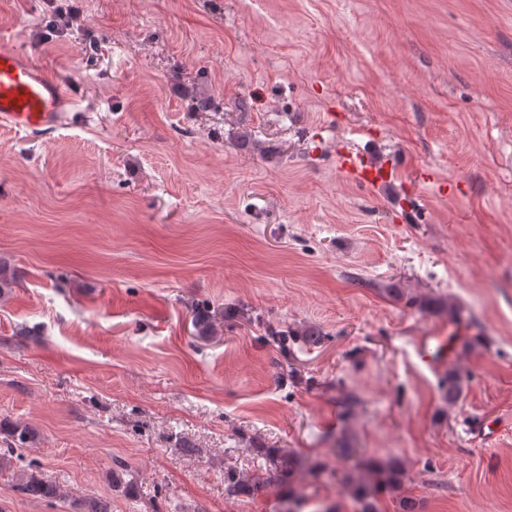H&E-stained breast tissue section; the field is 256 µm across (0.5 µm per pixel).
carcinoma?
Returning <instances> with one entry per match:
<instances>
[{
  "mask_svg": "<svg viewBox=\"0 0 512 512\" xmlns=\"http://www.w3.org/2000/svg\"><path fill=\"white\" fill-rule=\"evenodd\" d=\"M445 399L452 405L462 392V381L454 370L448 371L445 380ZM12 437V444L24 446L35 441V432L21 423L0 425V431ZM357 476L348 478L350 493L359 505L358 512H379V496L403 487L408 478L404 462L397 457L386 460L369 458L355 465ZM303 475L300 456L293 452L277 450L272 454V462L267 476L244 478L234 470L224 472V484L233 493L258 492L267 487L288 484V496L284 500L283 512H293L290 504L297 498V483ZM15 491L35 499H51L59 494L56 484L46 480L37 471H25L15 477ZM73 512H112V504L103 498H83L72 503Z\"/></svg>",
  "mask_w": 512,
  "mask_h": 512,
  "instance_id": "carcinoma-1",
  "label": "carcinoma"
}]
</instances>
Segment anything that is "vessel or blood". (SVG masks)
Listing matches in <instances>:
<instances>
[{"label":"vessel or blood","mask_w":512,"mask_h":512,"mask_svg":"<svg viewBox=\"0 0 512 512\" xmlns=\"http://www.w3.org/2000/svg\"><path fill=\"white\" fill-rule=\"evenodd\" d=\"M75 105L74 94L50 71L34 64L8 37H0V127L26 133L62 125ZM341 172L363 185L385 182L389 170L350 153L338 155ZM432 335L419 338L417 356L427 367H444L448 358L432 352Z\"/></svg>","instance_id":"vessel-or-blood-1"}]
</instances>
